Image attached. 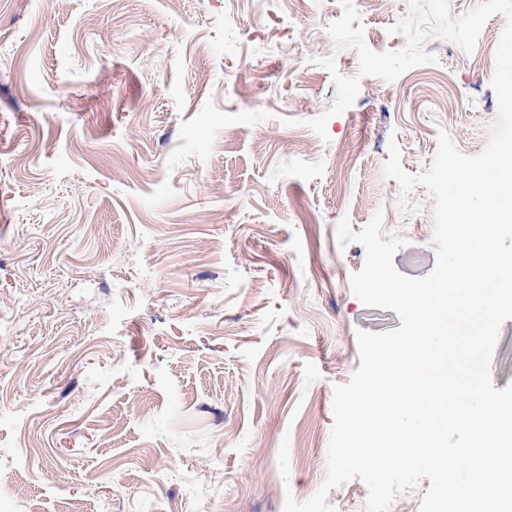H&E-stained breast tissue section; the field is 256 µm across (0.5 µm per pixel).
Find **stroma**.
<instances>
[{"label": "stroma", "mask_w": 512, "mask_h": 512, "mask_svg": "<svg viewBox=\"0 0 512 512\" xmlns=\"http://www.w3.org/2000/svg\"><path fill=\"white\" fill-rule=\"evenodd\" d=\"M374 51L409 0H354ZM339 0H0V512H284L327 474L333 388L357 330L399 328L350 277L349 218L436 263L433 202L385 173L438 133L481 153L507 25L472 52L361 79L327 139L307 126L357 75Z\"/></svg>", "instance_id": "1"}]
</instances>
